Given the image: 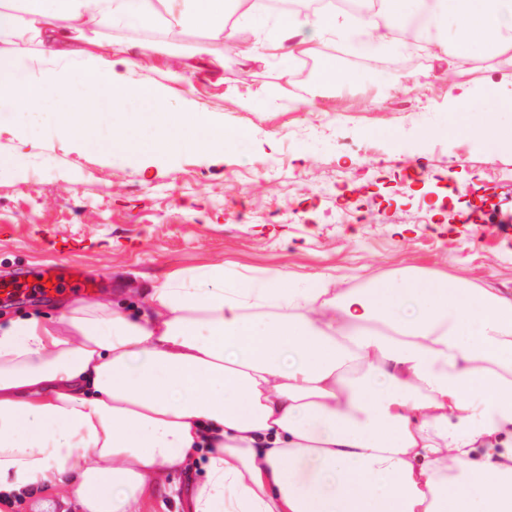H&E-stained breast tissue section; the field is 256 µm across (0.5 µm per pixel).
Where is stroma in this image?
<instances>
[{
  "instance_id": "1",
  "label": "stroma",
  "mask_w": 512,
  "mask_h": 512,
  "mask_svg": "<svg viewBox=\"0 0 512 512\" xmlns=\"http://www.w3.org/2000/svg\"><path fill=\"white\" fill-rule=\"evenodd\" d=\"M73 56L120 61L200 50L224 59L210 79L186 82L145 68L136 79L172 91L171 107L200 106L234 135L218 155L145 147L148 115L127 105L126 149L56 136L52 121L22 132L14 107L0 109V275L64 260L103 298L132 311L153 281L221 263L255 277L318 274L361 288L406 271L459 276L512 298V239L491 232L512 214V148L488 151L480 133L492 115L512 137V62L456 49L421 55L411 68L369 64L350 43L325 54L347 84L297 77L289 66L239 60L231 45L163 24L103 31L75 41ZM427 176L410 181V165ZM76 240L61 252L53 240ZM206 451L150 482L137 512H192L206 479Z\"/></svg>"
}]
</instances>
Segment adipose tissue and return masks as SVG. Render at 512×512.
Here are the masks:
<instances>
[{"label":"adipose tissue","instance_id":"obj_1","mask_svg":"<svg viewBox=\"0 0 512 512\" xmlns=\"http://www.w3.org/2000/svg\"><path fill=\"white\" fill-rule=\"evenodd\" d=\"M27 0L0 9V43L47 41V56H0V105L26 122L78 89L87 112L56 113L61 137L93 144L101 107L146 104L155 142L223 151L202 109L176 112L141 59L68 58L69 32L163 21L193 25L244 59L289 63L337 40L512 51V0H432L431 37L376 14L288 12L252 30L253 0ZM210 444L193 512H512V300L469 282L408 274L339 287L319 274L228 279L220 264L155 281L136 314L77 302L0 326V492L56 488L84 512H131L162 470Z\"/></svg>","mask_w":512,"mask_h":512}]
</instances>
